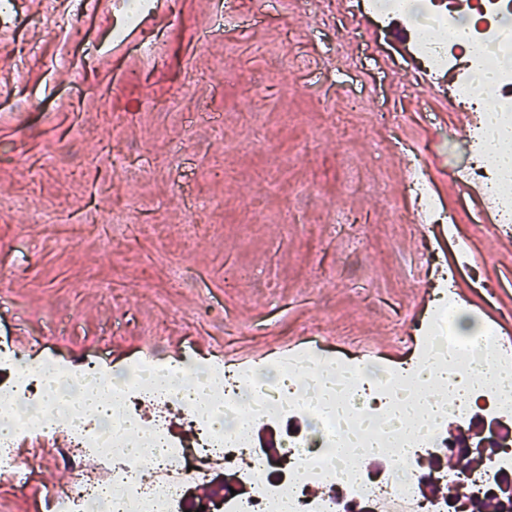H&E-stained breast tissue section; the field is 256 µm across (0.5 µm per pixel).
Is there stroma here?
Segmentation results:
<instances>
[{
    "instance_id": "stroma-1",
    "label": "stroma",
    "mask_w": 512,
    "mask_h": 512,
    "mask_svg": "<svg viewBox=\"0 0 512 512\" xmlns=\"http://www.w3.org/2000/svg\"><path fill=\"white\" fill-rule=\"evenodd\" d=\"M76 3L0 0V343L22 323L40 336L31 364L95 353L108 372L190 345L215 364L265 360L314 325L328 349L395 359L425 304V239L449 261L474 240L471 266L512 309V243L452 184L472 129L451 75L418 80L390 34L336 0L322 2L325 25L305 0H168L137 31L122 0ZM354 94L365 107L350 113ZM381 110L398 114L402 142L375 123ZM199 112L219 117L218 133ZM272 151L284 164L269 186ZM411 166L454 218L423 239L397 221ZM194 209L206 223L188 237ZM120 210L155 232L111 247L61 231ZM347 211L362 222L337 233ZM232 266L249 274L230 290ZM67 481L39 466L0 492V512H33Z\"/></svg>"
}]
</instances>
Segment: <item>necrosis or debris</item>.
I'll return each mask as SVG.
<instances>
[{"label":"necrosis or debris","mask_w":512,"mask_h":512,"mask_svg":"<svg viewBox=\"0 0 512 512\" xmlns=\"http://www.w3.org/2000/svg\"><path fill=\"white\" fill-rule=\"evenodd\" d=\"M387 2L381 10L375 0H359L375 21L405 19L423 74L457 69L458 61H465L455 92L472 109L475 124L469 160L460 171L481 187L496 224L512 226V178H503L489 159L487 127L492 114L512 133V0H474L472 14L460 20V40L442 34L453 17L452 0H413L410 9L406 0ZM488 71L494 74L496 95L487 111L471 100L470 90ZM457 306L452 289L440 292L421 322L415 355L396 368L327 353L312 327L291 358L247 374L213 364H165L157 358L133 360L112 374L103 372L98 356L89 355L77 367H55L57 386L35 395L31 388L38 378L29 373L25 358L1 347L0 363L11 367L13 376L0 385V419L8 416L9 403L18 402L24 407L26 432H69L61 464L74 478L65 489L41 495L44 512H113L115 495L122 502L120 512H185L191 489L210 481L215 460L237 473L248 491L204 499L205 512H456L459 495L487 497L496 489L495 477H512V453L499 451L488 472L448 475V491L440 496L422 494L426 474L416 466L356 474L352 465L366 462L364 446L370 438L377 456L388 461L427 451L440 457L469 446L466 432L451 435L446 426L452 417L474 419L479 405L501 425L512 424V383L468 386L456 396L440 384L435 389L441 398L438 412L414 406L413 380L425 364L457 380L472 374L481 361L479 345L457 333ZM84 381L108 384L111 406L59 418V393ZM245 403L261 422L309 420L319 443L292 430L282 460L264 457L242 428ZM175 407L187 416L193 441L170 435L167 414ZM133 428L141 437L136 461L123 450ZM318 482L325 491L316 496L309 487Z\"/></svg>","instance_id":"4bbe7bcc"}]
</instances>
